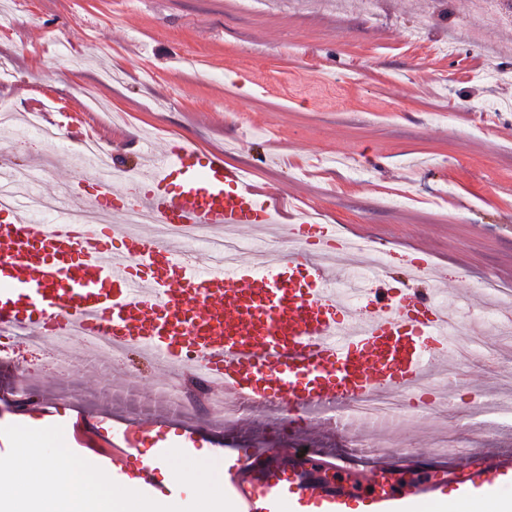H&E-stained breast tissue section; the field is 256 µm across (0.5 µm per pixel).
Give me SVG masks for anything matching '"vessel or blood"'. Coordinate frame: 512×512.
<instances>
[{
	"mask_svg": "<svg viewBox=\"0 0 512 512\" xmlns=\"http://www.w3.org/2000/svg\"><path fill=\"white\" fill-rule=\"evenodd\" d=\"M96 193L92 221L70 220L65 193L48 203L51 223L12 187L15 171L0 165V334L27 342L102 336L106 353H132L184 377L204 375L213 391L245 409L312 412L390 393L435 389L459 333L441 283L422 256L405 257L410 279L369 266L366 305L354 307L335 257L366 264L363 249L336 225L298 211L285 232L287 252L274 260L214 255L198 266L185 229L279 223L280 209L242 169L177 141L155 157L134 194L118 192V170L95 152H76ZM141 224L124 226L129 213ZM169 428L184 443L203 444L200 430L172 416L126 426L112 439L109 467L122 474L147 433ZM420 453L397 449L379 466L368 512H412L455 487L468 498L512 489V460L483 456L431 478L398 486L403 472L424 469ZM343 465L317 449L242 448L224 474L241 512H350L355 490Z\"/></svg>",
	"mask_w": 512,
	"mask_h": 512,
	"instance_id": "obj_1",
	"label": "vessel or blood"
}]
</instances>
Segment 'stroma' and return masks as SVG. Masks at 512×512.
Listing matches in <instances>:
<instances>
[{
    "mask_svg": "<svg viewBox=\"0 0 512 512\" xmlns=\"http://www.w3.org/2000/svg\"><path fill=\"white\" fill-rule=\"evenodd\" d=\"M0 0V108L24 116L37 99L103 132L119 128L113 163L188 139L292 196L320 223L364 246L426 253L461 292L450 305L463 332L485 342L465 382L443 383L444 411L373 424L354 415L342 437L322 426L293 443L349 454L355 485L400 447L445 467L512 456V322L496 312L512 290V26L473 33L467 0ZM13 161H48L41 188L88 179L59 162L72 142H13ZM497 293H490L488 283ZM50 347L10 345L0 358V427L29 425L14 401L53 394L90 411L96 428L155 415L165 379L137 359L105 373H57ZM35 369L38 379L24 377ZM498 404L473 421L468 408ZM185 425L209 437L211 459L260 448L275 419L257 409L226 439L208 413Z\"/></svg>",
    "mask_w": 512,
    "mask_h": 512,
    "instance_id": "35a3bbf8",
    "label": "stroma"
}]
</instances>
